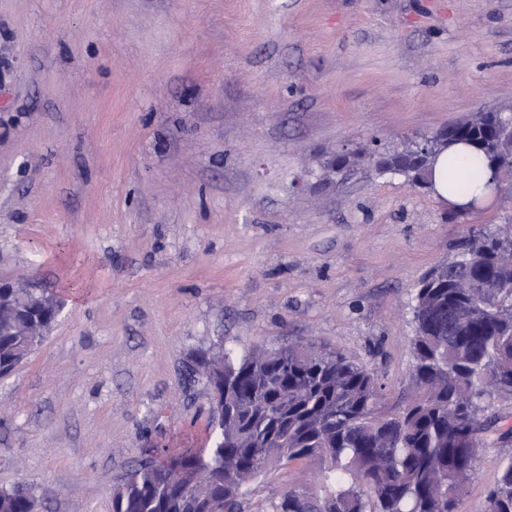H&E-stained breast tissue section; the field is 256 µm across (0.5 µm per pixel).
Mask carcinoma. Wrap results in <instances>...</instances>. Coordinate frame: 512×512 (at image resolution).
I'll use <instances>...</instances> for the list:
<instances>
[{"label": "carcinoma", "instance_id": "obj_1", "mask_svg": "<svg viewBox=\"0 0 512 512\" xmlns=\"http://www.w3.org/2000/svg\"><path fill=\"white\" fill-rule=\"evenodd\" d=\"M508 120L478 112L448 125V137L499 166L508 161ZM19 303L62 309L36 288L0 305L5 371L43 339L3 313ZM413 314V367L398 391L357 359L310 342L255 344L238 358L201 354L197 376L220 364L204 380L220 396L208 454L140 462L113 487L112 512H250V485L292 461L315 467L313 483L272 491L260 512H457L475 478L484 413L512 401V230L470 239L428 272ZM487 503L490 512H512V459ZM34 508L33 491L0 490V512Z\"/></svg>", "mask_w": 512, "mask_h": 512}]
</instances>
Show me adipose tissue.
<instances>
[{
	"mask_svg": "<svg viewBox=\"0 0 512 512\" xmlns=\"http://www.w3.org/2000/svg\"><path fill=\"white\" fill-rule=\"evenodd\" d=\"M434 197L462 210L483 204L493 195L495 171L482 156L464 145L442 151L428 175Z\"/></svg>",
	"mask_w": 512,
	"mask_h": 512,
	"instance_id": "ef3b65f1",
	"label": "adipose tissue"
}]
</instances>
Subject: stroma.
I'll use <instances>...</instances> for the list:
<instances>
[{
  "mask_svg": "<svg viewBox=\"0 0 512 512\" xmlns=\"http://www.w3.org/2000/svg\"><path fill=\"white\" fill-rule=\"evenodd\" d=\"M478 112L512 113V0H0V279L65 301L0 378V490L112 512L207 452L199 350L311 340L405 385L419 278L512 223V175L454 216L325 164ZM488 415L458 512L512 457Z\"/></svg>",
  "mask_w": 512,
  "mask_h": 512,
  "instance_id": "stroma-1",
  "label": "stroma"
}]
</instances>
